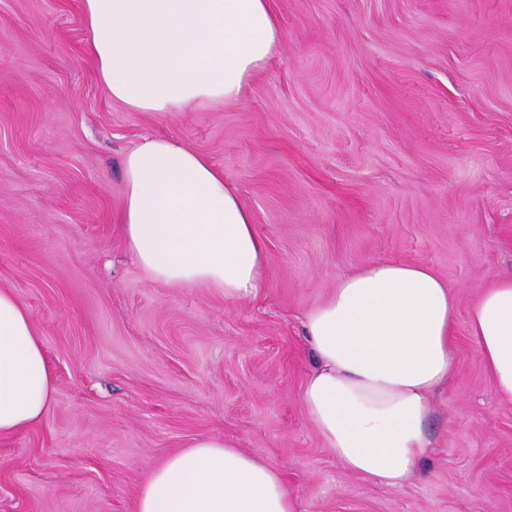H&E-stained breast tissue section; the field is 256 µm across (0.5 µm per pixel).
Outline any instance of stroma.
I'll return each instance as SVG.
<instances>
[{"mask_svg":"<svg viewBox=\"0 0 512 512\" xmlns=\"http://www.w3.org/2000/svg\"><path fill=\"white\" fill-rule=\"evenodd\" d=\"M281 46L230 107L133 112L85 53L81 0H0V289L53 378L0 437V512H134L153 467L200 436L279 468L300 512H512V401L471 335L512 273V0H271ZM177 138L223 171L268 250L243 303L153 282L120 225L122 159ZM387 260L454 293L456 368L434 451L389 488L347 471L300 401L302 318Z\"/></svg>","mask_w":512,"mask_h":512,"instance_id":"obj_1","label":"stroma"}]
</instances>
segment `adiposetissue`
<instances>
[{
  "label": "adipose tissue",
  "instance_id": "1",
  "mask_svg": "<svg viewBox=\"0 0 512 512\" xmlns=\"http://www.w3.org/2000/svg\"><path fill=\"white\" fill-rule=\"evenodd\" d=\"M96 79L133 112L236 104L276 55L270 0H82ZM120 224L152 281L205 285L230 302L265 287L267 248L236 189L199 151L141 138L122 162ZM455 298L431 268L373 261L305 315L314 367L305 413L348 471L402 486L430 453L433 394L455 370ZM470 332L499 397L512 400V276L470 311ZM53 380L27 307L0 289V436L46 412ZM136 512H298L281 471L230 439L203 436L153 468Z\"/></svg>",
  "mask_w": 512,
  "mask_h": 512
}]
</instances>
